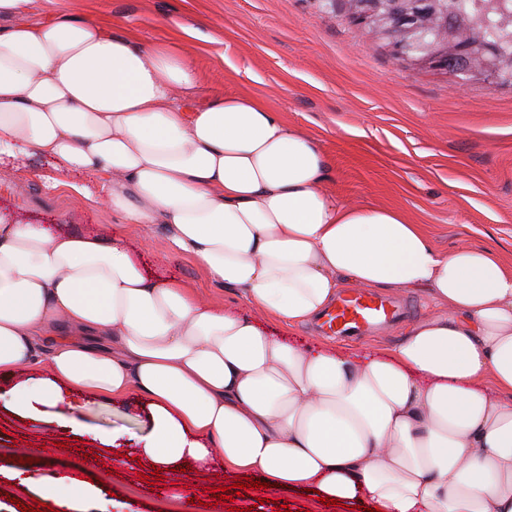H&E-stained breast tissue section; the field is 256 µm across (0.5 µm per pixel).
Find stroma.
Segmentation results:
<instances>
[{
  "label": "stroma",
  "mask_w": 512,
  "mask_h": 512,
  "mask_svg": "<svg viewBox=\"0 0 512 512\" xmlns=\"http://www.w3.org/2000/svg\"><path fill=\"white\" fill-rule=\"evenodd\" d=\"M85 19L107 31L153 43L182 28L197 32L200 101L250 93L310 132L328 155L327 189L360 205L405 211L437 250L490 246L512 263V87L474 81L456 89L451 75L392 58L343 12L322 0H32L26 22ZM82 192H75L73 184ZM0 218L62 224L67 230L118 231L152 273L174 277L212 304L252 318L261 311L236 289L213 281L195 259L165 247L162 225L129 224L85 175L53 170L43 159L18 163L0 181ZM0 380V502L15 499L34 512L44 492L22 493L10 476L32 457L45 475L90 479L99 497L114 495L127 512H357L327 506L306 491L252 489L212 503L230 486L221 468L192 466L149 482L153 469L133 458V435L151 417L137 398L82 397L77 427L51 416L17 414ZM120 432L121 451L101 445ZM264 504H257L258 496Z\"/></svg>",
  "instance_id": "1"
}]
</instances>
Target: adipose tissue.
Instances as JSON below:
<instances>
[{"instance_id": "1", "label": "adipose tissue", "mask_w": 512, "mask_h": 512, "mask_svg": "<svg viewBox=\"0 0 512 512\" xmlns=\"http://www.w3.org/2000/svg\"><path fill=\"white\" fill-rule=\"evenodd\" d=\"M30 4L0 0V176L37 155L93 177L269 322L151 274L119 234L0 222V377L43 372L11 388L14 408L135 395L152 421L139 451L166 471L218 458L377 512H512V267L331 196L321 144L260 98L199 103L190 31L31 25ZM345 286L422 291L435 310L389 347L294 340ZM18 484L112 512L70 476Z\"/></svg>"}]
</instances>
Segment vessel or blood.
Instances as JSON below:
<instances>
[{
    "mask_svg": "<svg viewBox=\"0 0 512 512\" xmlns=\"http://www.w3.org/2000/svg\"><path fill=\"white\" fill-rule=\"evenodd\" d=\"M406 314L404 303L369 291L341 294L325 312L322 327L339 336H368L400 321Z\"/></svg>",
    "mask_w": 512,
    "mask_h": 512,
    "instance_id": "obj_1",
    "label": "vessel or blood"
}]
</instances>
